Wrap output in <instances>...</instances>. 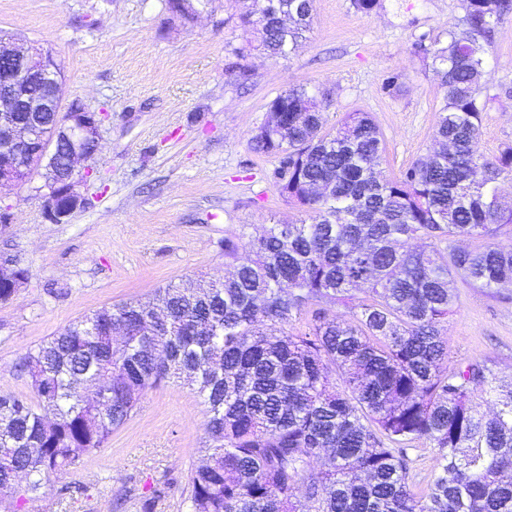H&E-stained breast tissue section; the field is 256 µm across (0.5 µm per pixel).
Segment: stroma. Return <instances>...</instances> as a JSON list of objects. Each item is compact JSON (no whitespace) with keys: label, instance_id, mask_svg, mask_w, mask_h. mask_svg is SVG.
Here are the masks:
<instances>
[{"label":"stroma","instance_id":"stroma-1","mask_svg":"<svg viewBox=\"0 0 512 512\" xmlns=\"http://www.w3.org/2000/svg\"><path fill=\"white\" fill-rule=\"evenodd\" d=\"M251 0H208L195 19L166 0H0V33L49 49L64 100L108 112L85 199L63 224L45 220L42 177L7 196L0 254L29 277L0 301V392L29 394L23 355L104 306L145 298L172 282L224 275V237L295 222L303 207L280 191L276 156L252 131L270 102L300 87L328 95L326 128L351 112L378 126L381 168L398 177L426 150L443 91L423 48L447 42L464 0H315L313 22L290 55L269 58L241 20ZM480 97V151L512 146V13L494 26ZM395 86H387L388 77ZM444 338L448 364L478 361L512 377V286L456 285ZM203 405L191 387L151 389L82 469L43 488L31 512H186L189 472L201 459ZM75 494L63 498L61 486Z\"/></svg>","mask_w":512,"mask_h":512}]
</instances>
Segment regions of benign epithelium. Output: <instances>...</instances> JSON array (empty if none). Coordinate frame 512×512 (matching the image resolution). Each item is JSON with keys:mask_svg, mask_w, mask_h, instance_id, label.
Segmentation results:
<instances>
[{"mask_svg": "<svg viewBox=\"0 0 512 512\" xmlns=\"http://www.w3.org/2000/svg\"><path fill=\"white\" fill-rule=\"evenodd\" d=\"M0 193L30 182L44 171V216L53 224L62 223L84 198L77 191L92 172L100 129L107 113L96 112L75 100L63 104L60 79L52 53L30 44L17 46L0 41ZM52 112L55 126L68 132L69 175L58 182L51 165L57 151L55 135L39 125L24 126L1 119L8 112Z\"/></svg>", "mask_w": 512, "mask_h": 512, "instance_id": "7a95c632", "label": "benign epithelium"}]
</instances>
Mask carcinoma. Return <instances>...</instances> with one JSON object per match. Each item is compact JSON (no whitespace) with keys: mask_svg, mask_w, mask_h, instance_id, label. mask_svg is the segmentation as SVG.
Segmentation results:
<instances>
[{"mask_svg":"<svg viewBox=\"0 0 512 512\" xmlns=\"http://www.w3.org/2000/svg\"><path fill=\"white\" fill-rule=\"evenodd\" d=\"M465 2V35L424 48L443 89L440 149L387 177L366 113L326 132V94L292 89L269 106L280 129L250 146L280 156L281 192L308 219L227 236L224 279L100 308L26 352L35 398L0 393V512L80 469L171 379L205 406L187 512H512V380L484 362L448 368L444 340L456 281L512 285V243L495 241L512 224L499 192L512 146L479 151L485 55L512 0ZM313 11L266 0L255 25L269 57L295 49ZM310 306L306 328L288 331ZM422 438L436 474L419 497L406 447Z\"/></svg>","mask_w":512,"mask_h":512,"instance_id":"cac0c4a2","label":"carcinoma"}]
</instances>
